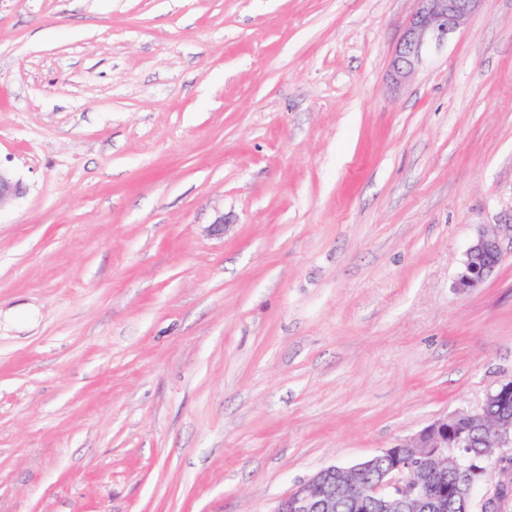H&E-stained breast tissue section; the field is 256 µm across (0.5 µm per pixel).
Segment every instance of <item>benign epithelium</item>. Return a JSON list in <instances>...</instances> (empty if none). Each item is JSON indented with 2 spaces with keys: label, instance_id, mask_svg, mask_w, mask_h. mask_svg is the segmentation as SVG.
I'll use <instances>...</instances> for the list:
<instances>
[{
  "label": "benign epithelium",
  "instance_id": "obj_1",
  "mask_svg": "<svg viewBox=\"0 0 512 512\" xmlns=\"http://www.w3.org/2000/svg\"><path fill=\"white\" fill-rule=\"evenodd\" d=\"M483 0H418V10L404 29L394 50L391 78L402 84L414 76L432 47L447 42L459 31ZM24 193L22 183L6 168L0 167V206ZM503 256L499 232L480 231L467 248L454 288L465 293L478 287L500 263ZM512 406V380H503L491 389L485 404L462 414L437 419L418 434L383 450L351 467L328 466L300 482L279 501L272 512H335L336 503L350 496L357 509L374 508L386 512L389 502L398 503L402 512H429L451 498L471 512H497L490 492L475 497L477 481L487 467L478 466L472 455L476 432L488 417L486 403ZM497 435L487 444L488 457L512 459V421L494 417ZM449 460L460 479L443 484L433 496L425 493L427 475L436 472V464Z\"/></svg>",
  "mask_w": 512,
  "mask_h": 512
}]
</instances>
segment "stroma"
I'll list each match as a JSON object with an SVG mask.
<instances>
[{
    "label": "stroma",
    "mask_w": 512,
    "mask_h": 512,
    "mask_svg": "<svg viewBox=\"0 0 512 512\" xmlns=\"http://www.w3.org/2000/svg\"><path fill=\"white\" fill-rule=\"evenodd\" d=\"M417 8L0 0V512H272L512 377V0L396 86ZM23 193L22 183L16 180L8 169L2 168L0 164V208L2 205L20 198ZM503 240L499 232L480 231L467 248L454 288L465 293L477 288L500 263Z\"/></svg>",
    "instance_id": "1"
}]
</instances>
